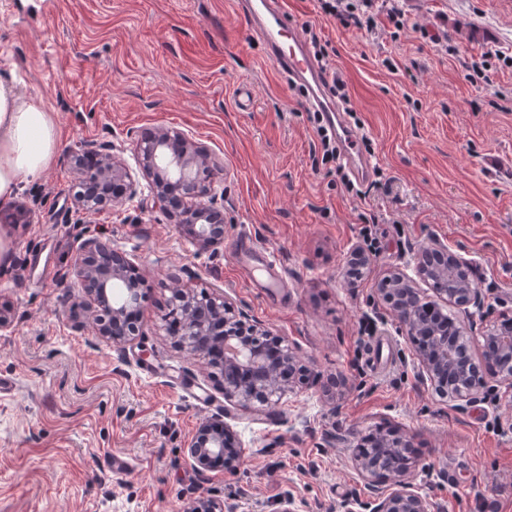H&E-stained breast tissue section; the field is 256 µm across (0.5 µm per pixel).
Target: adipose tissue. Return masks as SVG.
Listing matches in <instances>:
<instances>
[{"mask_svg":"<svg viewBox=\"0 0 512 512\" xmlns=\"http://www.w3.org/2000/svg\"><path fill=\"white\" fill-rule=\"evenodd\" d=\"M59 148L52 114L14 86L0 83V203L17 194L23 180L52 167Z\"/></svg>","mask_w":512,"mask_h":512,"instance_id":"1","label":"adipose tissue"}]
</instances>
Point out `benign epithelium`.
I'll return each instance as SVG.
<instances>
[{
  "instance_id": "7a95c632",
  "label": "benign epithelium",
  "mask_w": 512,
  "mask_h": 512,
  "mask_svg": "<svg viewBox=\"0 0 512 512\" xmlns=\"http://www.w3.org/2000/svg\"><path fill=\"white\" fill-rule=\"evenodd\" d=\"M142 171L152 177L151 192L163 203L185 233L207 248L224 241V211L210 202L212 174L207 151L180 132L158 128L136 143ZM79 174L75 206L97 210L118 206L137 193L138 183L130 170L114 155L112 145L89 148L71 157ZM127 255L112 249L99 237L86 239L73 266L74 276L83 284L86 304L96 316V335L114 346H121L137 335L139 328L137 292L139 284L127 279L131 268ZM471 270V264L448 251L438 241L424 247L415 257V276L394 271L378 288L389 306L401 334L415 346L422 378L442 400L463 406L474 399L488 381L493 380L512 392V320L487 328L479 354L470 345L448 357L447 310L439 302L466 310L481 303L472 278L461 280L460 288L448 293L443 277L447 270ZM429 285L439 301L424 300L416 280ZM171 302L180 312L170 326L178 348L201 358L220 371L224 400L242 408L258 404L270 407L279 403L300 381V358L285 341L271 336L259 325L249 324L245 316L224 295L197 292L175 280L170 288ZM376 447L384 456L412 447L410 437L390 432L378 436ZM240 455L236 431L218 417L201 423L192 437L187 456L196 468L208 471L220 462ZM391 484L376 488L370 512H431V504L411 480L407 463L394 462ZM182 512H235V507L206 495L190 498Z\"/></svg>"
}]
</instances>
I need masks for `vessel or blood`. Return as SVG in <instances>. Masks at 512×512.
Segmentation results:
<instances>
[{"label":"vessel or blood","mask_w":512,"mask_h":512,"mask_svg":"<svg viewBox=\"0 0 512 512\" xmlns=\"http://www.w3.org/2000/svg\"><path fill=\"white\" fill-rule=\"evenodd\" d=\"M237 6L262 40L268 60L305 89L312 110L325 113L331 120L342 148L341 156L351 172L358 177L366 176L371 163L362 153L361 136L345 124L340 106L329 97L326 76L299 27L289 24L282 0H237ZM233 250L249 281H256L260 272L276 266L274 256L256 242L237 240Z\"/></svg>","instance_id":"obj_1"}]
</instances>
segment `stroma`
<instances>
[{"instance_id": "1", "label": "stroma", "mask_w": 512, "mask_h": 512, "mask_svg": "<svg viewBox=\"0 0 512 512\" xmlns=\"http://www.w3.org/2000/svg\"><path fill=\"white\" fill-rule=\"evenodd\" d=\"M403 26L342 28L318 0H288L333 49L375 172L361 194L314 169L307 102L262 53L231 0H0V82L51 112L56 163L0 204V512H181L204 493L236 512H343L373 487L352 465L368 433L402 430L411 476L433 512H512V393L488 382L462 407L439 401L412 342L377 293L432 241L468 259L481 304L461 319L478 335L512 311V67L493 59L468 76L464 59L512 55V0H403ZM447 34V47L429 39ZM181 131L218 164L210 199L224 241L186 237L151 194L136 155L140 133ZM112 144L138 178L118 209L73 205L68 156ZM380 251L349 288L362 228ZM279 258L277 301L246 280L231 251L240 233ZM91 236L127 253L145 282L139 334L115 351L94 336L71 273ZM227 294L249 322L292 345L307 378L281 403L228 406L220 376L168 333L171 276ZM391 343L374 369L367 351ZM347 388L329 399L323 383ZM224 418L238 433L231 465L199 472L186 448L198 426ZM129 466L113 469L112 457Z\"/></svg>"}]
</instances>
